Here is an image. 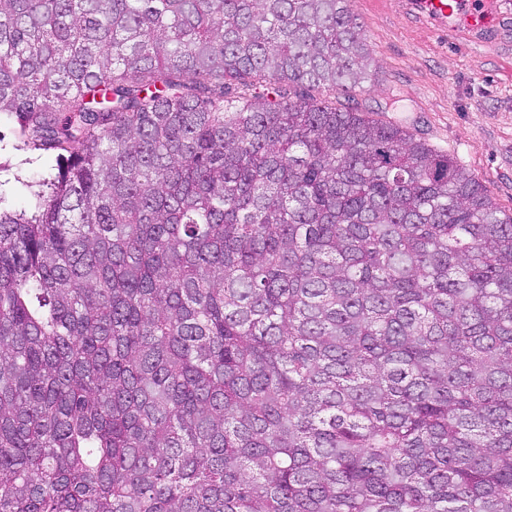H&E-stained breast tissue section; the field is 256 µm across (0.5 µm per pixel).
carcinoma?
Masks as SVG:
<instances>
[{
    "label": "carcinoma",
    "instance_id": "obj_1",
    "mask_svg": "<svg viewBox=\"0 0 512 512\" xmlns=\"http://www.w3.org/2000/svg\"><path fill=\"white\" fill-rule=\"evenodd\" d=\"M350 0H0V512H512V215ZM80 150L72 151L74 145ZM17 129L13 119L0 116V166L5 167L0 172V180L5 184L2 207L12 211L29 209L34 202L33 191L38 189L29 185L57 173V154L17 149L20 144Z\"/></svg>",
    "mask_w": 512,
    "mask_h": 512
}]
</instances>
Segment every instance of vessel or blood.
Wrapping results in <instances>:
<instances>
[{
	"instance_id": "b4317fda",
	"label": "vessel or blood",
	"mask_w": 512,
	"mask_h": 512,
	"mask_svg": "<svg viewBox=\"0 0 512 512\" xmlns=\"http://www.w3.org/2000/svg\"><path fill=\"white\" fill-rule=\"evenodd\" d=\"M402 4L434 32L462 28L476 44L512 31V8L505 0H402Z\"/></svg>"
}]
</instances>
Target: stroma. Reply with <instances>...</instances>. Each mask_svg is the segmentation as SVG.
Listing matches in <instances>:
<instances>
[{
    "label": "stroma",
    "instance_id": "stroma-1",
    "mask_svg": "<svg viewBox=\"0 0 512 512\" xmlns=\"http://www.w3.org/2000/svg\"><path fill=\"white\" fill-rule=\"evenodd\" d=\"M375 60L371 80L333 95L373 119L404 125L453 156L512 214V35L487 45L441 35L405 14L400 0H352ZM17 127L0 116V207L21 211L33 184L55 176L57 157L18 147Z\"/></svg>",
    "mask_w": 512,
    "mask_h": 512
}]
</instances>
